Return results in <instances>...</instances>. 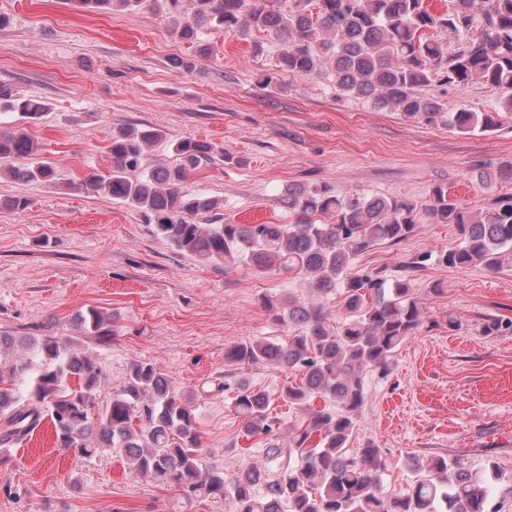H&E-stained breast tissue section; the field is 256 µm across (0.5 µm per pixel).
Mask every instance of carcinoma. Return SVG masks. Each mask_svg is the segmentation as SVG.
I'll return each instance as SVG.
<instances>
[{
  "instance_id": "1",
  "label": "carcinoma",
  "mask_w": 512,
  "mask_h": 512,
  "mask_svg": "<svg viewBox=\"0 0 512 512\" xmlns=\"http://www.w3.org/2000/svg\"><path fill=\"white\" fill-rule=\"evenodd\" d=\"M176 36L210 54L200 30L265 32L280 44L274 66L302 77L326 74L342 97L366 98L380 110L442 122L462 133L494 131L498 117L512 115V0H453L452 8L432 12L426 0H295L282 13L272 0H159ZM91 12L138 7L142 0H78ZM432 34H427V31ZM449 84L479 80L504 93L491 112L463 107L445 114L421 93L437 77ZM8 107L26 120L46 105L13 99ZM161 131L125 127L112 135V170L88 175L85 184L134 207L156 233L190 256L217 268L240 259L264 271L302 276L320 297L341 288L348 316L341 327L327 322L323 304L290 297L264 299L276 318L300 332L286 343L253 340L227 357L247 364H271L301 373L299 383L282 387L279 398L303 407L315 397L333 405L309 413L305 425L288 433V463L274 468L246 465L227 482L224 471L206 466L195 409L152 362L135 361L100 406L95 390L101 370L75 336H28L24 356L0 362V447L21 443L45 420L59 447L91 459L109 448L126 457L141 476L176 484L202 497L230 499L233 512H489V486L461 464L444 457L425 466L406 493L383 497L385 463L380 449L367 444L349 452L364 402L361 372L385 368L396 348L418 329L424 307L408 283H389L352 271L356 257L380 243L396 244L418 225L453 224L459 243L439 261L448 267L481 266L488 271L512 263V196L473 211L448 199L436 187L430 199L411 202L384 196H337L325 187L288 190L290 224H229L215 213L217 200L187 195L182 184L211 153L207 141L180 139L179 162L151 160ZM38 143L22 128L0 133V175L31 184H50L54 168L22 164ZM141 170L132 180L128 172ZM211 214L200 224L195 216ZM98 311L81 317L84 335L106 344L115 330ZM77 386H69L70 380ZM234 389V412L249 435L269 437L271 397L245 380Z\"/></svg>"
}]
</instances>
